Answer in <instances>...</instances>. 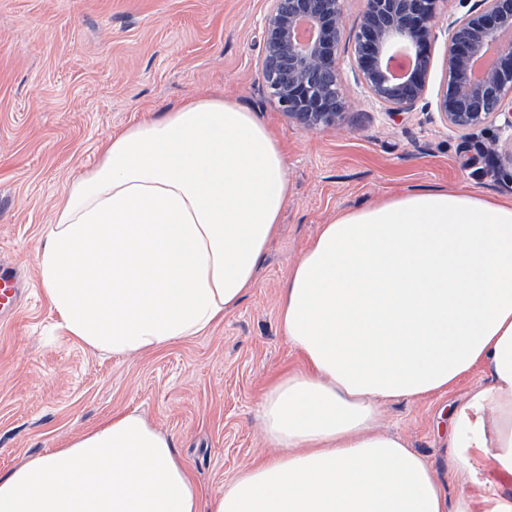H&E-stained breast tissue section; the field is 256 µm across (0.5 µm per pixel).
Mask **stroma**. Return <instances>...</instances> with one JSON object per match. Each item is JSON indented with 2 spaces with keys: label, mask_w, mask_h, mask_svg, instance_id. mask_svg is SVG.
Here are the masks:
<instances>
[{
  "label": "stroma",
  "mask_w": 512,
  "mask_h": 512,
  "mask_svg": "<svg viewBox=\"0 0 512 512\" xmlns=\"http://www.w3.org/2000/svg\"><path fill=\"white\" fill-rule=\"evenodd\" d=\"M268 0H0V264L28 291L0 306V473L116 410L135 411L172 437L206 490L270 455L257 418L268 378L299 364L277 319L279 290L303 249L337 212L408 189L448 186L512 198V129L461 132L440 122L448 35L430 43L426 103L389 116L358 80L352 39L363 0H343L341 78L349 105L339 130L308 131L269 102L262 77ZM202 93L255 112L288 147L291 194L256 288L210 332L136 358L91 350L52 328L37 250L72 181L99 147L147 114ZM497 156L483 153L488 139ZM480 371L448 392L381 407L402 437L445 478L449 496L512 495V476L479 465L450 477L454 406L487 386Z\"/></svg>",
  "instance_id": "35a3bbf8"
}]
</instances>
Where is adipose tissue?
<instances>
[{
	"label": "adipose tissue",
	"instance_id": "adipose-tissue-1",
	"mask_svg": "<svg viewBox=\"0 0 512 512\" xmlns=\"http://www.w3.org/2000/svg\"><path fill=\"white\" fill-rule=\"evenodd\" d=\"M282 144L254 112L200 94L113 136L69 187L37 255L57 330L131 358L200 336L257 284L288 203ZM303 366L265 391L276 455L204 492L169 435L119 411L0 474V512H512L449 497L381 431L379 406L490 387L451 414L450 473L512 475V199L412 189L338 212L280 290Z\"/></svg>",
	"mask_w": 512,
	"mask_h": 512
}]
</instances>
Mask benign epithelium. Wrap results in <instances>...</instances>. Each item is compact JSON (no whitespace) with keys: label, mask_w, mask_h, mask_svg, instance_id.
Instances as JSON below:
<instances>
[{"label":"benign epithelium","mask_w":512,"mask_h":512,"mask_svg":"<svg viewBox=\"0 0 512 512\" xmlns=\"http://www.w3.org/2000/svg\"><path fill=\"white\" fill-rule=\"evenodd\" d=\"M440 0H365L353 36L354 64L373 94L398 113L427 94L429 44ZM464 12L448 22L444 81L436 101L445 125L473 131L503 119L512 128V0H458ZM262 74L278 109L306 130L334 129L346 106L338 56L344 39L341 0H269ZM307 25L312 38L299 37ZM495 49L494 63L475 80L474 61Z\"/></svg>","instance_id":"obj_1"}]
</instances>
